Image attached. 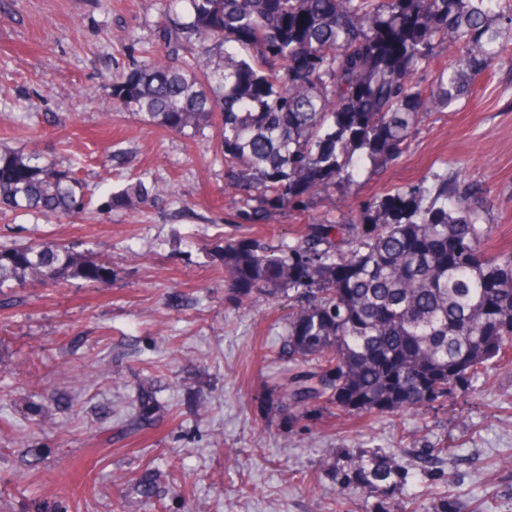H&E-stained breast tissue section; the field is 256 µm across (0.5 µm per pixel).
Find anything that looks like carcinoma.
Listing matches in <instances>:
<instances>
[{"instance_id":"cac0c4a2","label":"carcinoma","mask_w":512,"mask_h":512,"mask_svg":"<svg viewBox=\"0 0 512 512\" xmlns=\"http://www.w3.org/2000/svg\"><path fill=\"white\" fill-rule=\"evenodd\" d=\"M155 25L163 57L111 84L109 107L183 136L212 131L236 223L270 224L330 200L337 215L293 240L235 237L214 250L224 287L240 302L286 294L288 355L306 369L276 388L288 421L323 405L398 421L447 405L488 365L512 363V251L490 253L483 189L433 172L343 210L366 168L395 161L425 115L474 91L512 46V0H168ZM201 51L185 56L189 47ZM458 53L440 62L444 50ZM436 69L429 89L416 75ZM167 189L142 180L101 209H136ZM89 204L70 167L0 147V210L67 218ZM106 285L105 262L53 241L0 245V291ZM160 404L141 388L132 430L152 427ZM408 470L392 454L352 453L336 501L357 488L371 512H391ZM158 475L135 478L151 500Z\"/></svg>"}]
</instances>
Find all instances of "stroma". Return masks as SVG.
<instances>
[{
  "label": "stroma",
  "mask_w": 512,
  "mask_h": 512,
  "mask_svg": "<svg viewBox=\"0 0 512 512\" xmlns=\"http://www.w3.org/2000/svg\"><path fill=\"white\" fill-rule=\"evenodd\" d=\"M162 0H0V145L75 166L93 203L61 221L0 215V244L56 241L107 261L112 280L0 292V512H370L361 491L333 501L347 452L395 454L409 470L393 512H512V365L392 422L323 414L288 428L272 408L292 363L287 298L250 305L224 288V239L291 240L306 219L237 225L210 140L107 112L113 80L156 51ZM122 154L123 166L112 162ZM450 171L483 188L491 252L512 249V60L455 110L425 117L408 150L364 170L352 209ZM141 179L173 192L101 211ZM155 425L129 432L140 387ZM449 454H441V447ZM176 486L142 503L127 479L145 465Z\"/></svg>",
  "instance_id": "1"
}]
</instances>
